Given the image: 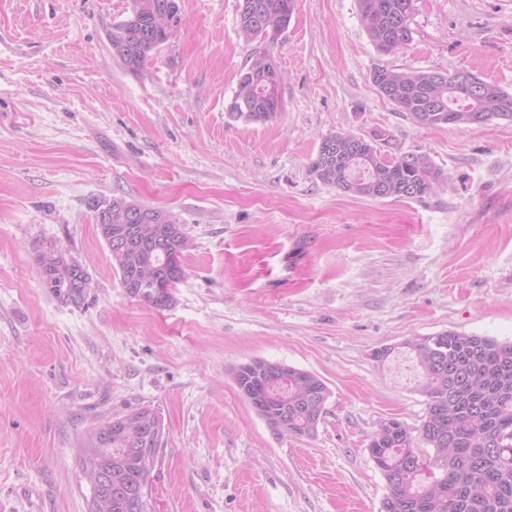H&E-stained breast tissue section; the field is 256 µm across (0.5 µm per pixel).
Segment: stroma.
Returning a JSON list of instances; mask_svg holds the SVG:
<instances>
[{
    "mask_svg": "<svg viewBox=\"0 0 512 512\" xmlns=\"http://www.w3.org/2000/svg\"><path fill=\"white\" fill-rule=\"evenodd\" d=\"M241 2L180 0V32L133 72L107 40L131 0H0V512H88L82 438L146 405L164 422L156 512H379L369 441L426 412L405 341H512V122L423 127L370 80L468 70L512 91V0H413V39L390 54L357 0H298L267 46L283 107L266 125L226 112L260 48ZM345 132L429 156L440 182L419 199L315 182L321 140ZM115 195L194 241L169 308L112 267L88 201ZM46 242L85 264L82 304L44 287ZM253 358L325 381L313 437L248 405L232 371Z\"/></svg>",
    "mask_w": 512,
    "mask_h": 512,
    "instance_id": "stroma-1",
    "label": "stroma"
}]
</instances>
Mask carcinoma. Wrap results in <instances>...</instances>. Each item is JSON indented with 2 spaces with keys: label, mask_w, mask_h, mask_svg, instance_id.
Wrapping results in <instances>:
<instances>
[{
  "label": "carcinoma",
  "mask_w": 512,
  "mask_h": 512,
  "mask_svg": "<svg viewBox=\"0 0 512 512\" xmlns=\"http://www.w3.org/2000/svg\"><path fill=\"white\" fill-rule=\"evenodd\" d=\"M127 15L112 23V53L136 71L168 42L157 26L164 0H133ZM366 32L382 53L403 49L412 40L413 0H358ZM297 0H243L239 35L247 43L265 41L263 28L288 27ZM271 55L256 58L240 76L227 107L228 116L253 124L274 122L281 113L279 88L268 92L265 81L275 74ZM460 71L407 73L376 66L371 81L379 94L426 127L469 125L479 114L483 123L512 121V92L479 80L469 94L456 85ZM321 147L309 172L321 184L355 197L417 198L433 188L440 173L431 159L406 152L386 156L382 134L360 138L350 146ZM139 203L112 197L108 219H95L108 246L113 268L127 294L160 309L170 307V287L185 273L182 259L193 243L176 217L154 209L145 224L133 219ZM174 261L163 294L146 286L150 271ZM36 261L42 283L65 304L82 298L66 287L65 255L41 245ZM421 369L420 392L426 414L418 428L427 452L413 446L412 431L390 418L380 422L368 444L382 472L387 494L380 512H512V341L445 331L407 341ZM233 380L240 394L276 434L312 437L329 396L318 375L264 359L239 365ZM163 421L151 406L116 417L90 430L83 440L80 467L91 484L92 512H154L146 488L154 464L152 450L161 447Z\"/></svg>",
  "instance_id": "obj_1"
}]
</instances>
